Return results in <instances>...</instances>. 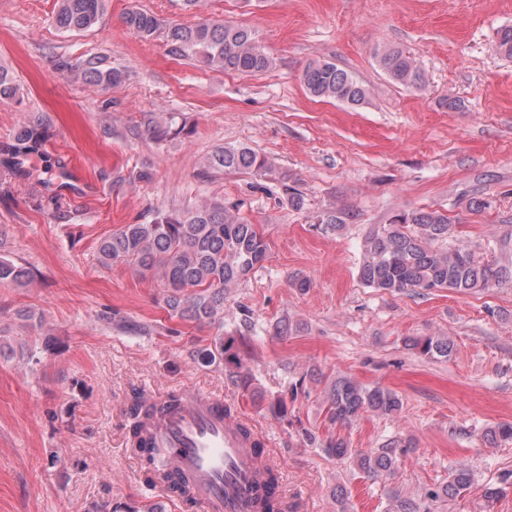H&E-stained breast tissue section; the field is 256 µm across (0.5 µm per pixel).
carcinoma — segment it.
Masks as SVG:
<instances>
[{"mask_svg": "<svg viewBox=\"0 0 512 512\" xmlns=\"http://www.w3.org/2000/svg\"><path fill=\"white\" fill-rule=\"evenodd\" d=\"M104 0H57L55 23L65 32H81L95 27L103 16ZM127 29L144 40L166 34L169 53L194 60L205 67L226 73H260L273 66V59L260 45L255 33L243 26L203 19L192 25L164 24L153 13L131 7L123 15ZM497 53L512 59V27L497 32ZM379 67L389 79L409 89L425 85L423 71L404 51L385 48L377 54ZM76 79L85 84L109 89L127 79V73L106 65L102 56L83 59L75 70ZM301 81L316 98H329L349 105L365 101L366 89L349 71L334 62L317 60L303 71ZM19 86L12 75L0 69V100L13 99ZM42 123L34 120L23 126L11 147L10 167L22 165V158L41 141ZM205 166L215 172L248 171L257 176L272 172L273 163L246 146H224L215 150ZM316 228L340 231L344 224L334 212L320 215ZM270 243L259 225L248 223L234 207L209 199L184 212L160 214L149 224H124L99 245L98 260L104 267L120 263L141 275L149 274L166 288L164 304L183 320L203 324H222L225 291L247 278L267 259ZM358 275L369 288L390 294L415 292L421 295L448 290L456 293L486 291L512 283V267L486 259L478 250L458 243L448 215L438 210H417L393 216L387 224L372 230L365 238ZM31 273L27 267L0 256V284L25 285ZM406 346L428 359H446L454 342L446 336L409 337ZM193 359L215 367L232 381H245L249 367L235 347V339L220 334L210 345L195 351ZM325 420L334 427H348L364 413L391 416L401 408V399L391 389L369 387L351 377H338L322 399ZM143 401L133 397L128 409L130 423L127 443L138 455L140 411ZM307 439L329 458L350 463L370 479L394 470L398 454L411 447L393 440L374 451L357 450L341 435L329 433L321 439L305 431ZM491 444L512 441V424L484 428ZM474 479L470 470L454 469L448 481L425 489L428 500L455 501L470 493ZM279 474L269 471L268 486L262 499V512H298L299 505L283 508L276 489ZM512 489V473L495 486L484 487L485 512Z\"/></svg>", "mask_w": 512, "mask_h": 512, "instance_id": "carcinoma-1", "label": "carcinoma"}]
</instances>
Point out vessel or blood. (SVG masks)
Returning <instances> with one entry per match:
<instances>
[{
    "label": "vessel or blood",
    "mask_w": 512,
    "mask_h": 512,
    "mask_svg": "<svg viewBox=\"0 0 512 512\" xmlns=\"http://www.w3.org/2000/svg\"><path fill=\"white\" fill-rule=\"evenodd\" d=\"M142 433L159 462L156 480L167 487L174 476L188 478L193 499L207 512H255L267 471L242 431V420L224 411L222 397L185 390L176 403L148 399Z\"/></svg>",
    "instance_id": "obj_1"
}]
</instances>
